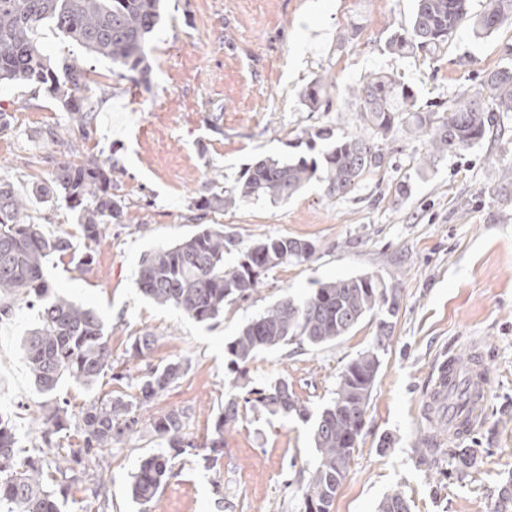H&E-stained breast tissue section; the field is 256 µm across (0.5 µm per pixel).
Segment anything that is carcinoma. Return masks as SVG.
<instances>
[{
	"label": "carcinoma",
	"mask_w": 512,
	"mask_h": 512,
	"mask_svg": "<svg viewBox=\"0 0 512 512\" xmlns=\"http://www.w3.org/2000/svg\"><path fill=\"white\" fill-rule=\"evenodd\" d=\"M160 0H0V84H37L67 113L68 121L41 133L47 144L65 145L84 137L95 119L96 103L82 94L85 71L59 67L44 53L35 37L45 25L64 40L94 56L112 60L119 77L135 85L149 82V38L160 22ZM512 23V0H485L471 12L470 0H416L408 25L387 42L391 54L439 52L452 34L470 23L478 35H487ZM329 83L318 78L304 90L305 105L322 107ZM481 91L462 94L441 117L416 106V91L388 72H372L353 89L363 131L337 139L324 155L323 166L304 157L281 162L261 159L249 167L229 190L213 182L193 202L204 213H220L251 200H286L314 180L325 182L329 196L350 194L366 173L382 167L385 154L379 140L403 130L427 136V157H444L480 142L494 113L512 112V69L491 73ZM33 192L56 198L77 212L83 236L97 240L112 224L123 223L124 202L112 193V167L98 159L81 163L58 162L49 181ZM70 249L62 236L48 237L31 222L27 206L13 185L0 178V316L12 313L14 300L24 296L39 304V324L24 339L23 356L39 391L43 438L72 431L83 439L81 448L55 457L27 455L17 446L14 427L0 418V512H61L56 489L67 472L91 461L97 452L112 447L138 431L141 413L182 378L189 368L183 359L150 367L134 384L135 393L98 398L73 417L66 401L57 397L64 379L90 388L112 369V349L105 324L93 309L55 292L44 278V265L55 253ZM239 251L236 264L227 266L224 255ZM314 246L293 237L260 239L244 250L224 233L222 224H201L191 237L146 255L137 285L153 302L173 306L199 322L213 320L224 305L249 298L262 277L288 263L309 260ZM398 289L382 279L364 275L318 284L303 301L285 299L268 308L227 343L230 371L251 361L258 352L290 343L319 347L346 335L366 315L398 311ZM155 336L137 337L128 353L143 358ZM380 367L378 353L370 350L352 359L340 375L333 404L317 418L312 439L319 459L304 488V512H331L336 491L348 474L350 460L364 427L357 404H368ZM244 403L254 413L309 418L306 407L288 382L279 380L251 389ZM239 402L231 397L218 414L213 432L199 445L215 463L223 454L224 431L238 420ZM152 431L166 451L146 457L133 476L132 497L149 503L171 471L172 461L199 446L186 440L183 413L171 410L152 416ZM378 512H410L398 490L386 495Z\"/></svg>",
	"instance_id": "carcinoma-1"
}]
</instances>
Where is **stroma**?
Listing matches in <instances>:
<instances>
[{
	"mask_svg": "<svg viewBox=\"0 0 512 512\" xmlns=\"http://www.w3.org/2000/svg\"><path fill=\"white\" fill-rule=\"evenodd\" d=\"M414 0H164L152 35L149 87L112 71L110 60L89 55L51 29L37 40L54 61L88 70L98 112L89 138L67 149L40 142L62 122L57 102L35 86L0 87L10 126L0 131V178L25 197L45 234L70 239L66 255L51 256L45 279L55 291L93 308L108 327L112 362L137 377L147 366L186 358L188 372L153 410L187 411L184 434L200 443L212 431L225 399L284 379L305 405L298 417L242 413L224 434L213 467L201 455L176 458L155 502L133 499L140 461L159 452L148 420L134 435L87 464L71 482L63 512H303L307 478L318 463L312 419L331 405L344 366L369 350L379 315L364 317L347 335L320 347L289 344L260 351L241 375L230 374L225 346L277 301L304 298L318 283L366 274L398 290V311L380 353L381 365L349 473L331 512H378L402 490L411 512H496L501 487L512 481V113L497 114L472 148L422 167L425 136L402 132L382 143L385 161L343 198L313 181L292 198L253 201L221 214L189 206L214 176L234 186L262 158H320L326 141L306 144L307 132L359 129L352 89L374 71L398 74L414 87L417 104L448 111L459 94L481 88L489 74L512 67V25L488 36L460 26L434 55L389 54L393 32L407 26ZM330 80L329 111L313 112L301 94L314 79ZM220 115L218 125L206 117ZM112 160L115 194L125 221L99 240L85 239L64 202L31 197L56 160ZM223 225L240 248L267 237L312 243L313 256L268 272L248 299L198 322L145 298L136 285L140 262L155 250L192 236L199 223ZM91 263L77 268L79 257ZM38 323L37 308L17 303L0 318V416L16 429L18 445L43 448L42 394L22 356L21 343ZM153 333L145 359H130L134 339ZM480 342L487 354L491 394L484 426L456 440L471 456L442 455L423 464L421 439L434 430L423 403L443 356L466 360ZM389 447H382L383 438ZM224 488L213 494L214 484Z\"/></svg>",
	"mask_w": 512,
	"mask_h": 512,
	"instance_id": "obj_1",
	"label": "stroma"
}]
</instances>
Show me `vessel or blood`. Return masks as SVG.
I'll return each mask as SVG.
<instances>
[{"label": "vessel or blood", "instance_id": "vessel-or-blood-1", "mask_svg": "<svg viewBox=\"0 0 512 512\" xmlns=\"http://www.w3.org/2000/svg\"><path fill=\"white\" fill-rule=\"evenodd\" d=\"M444 374L432 383L427 403L440 409L447 421L450 438L472 434L484 421L490 381L485 364V353L472 346L467 365H460L455 357L443 362Z\"/></svg>", "mask_w": 512, "mask_h": 512}]
</instances>
